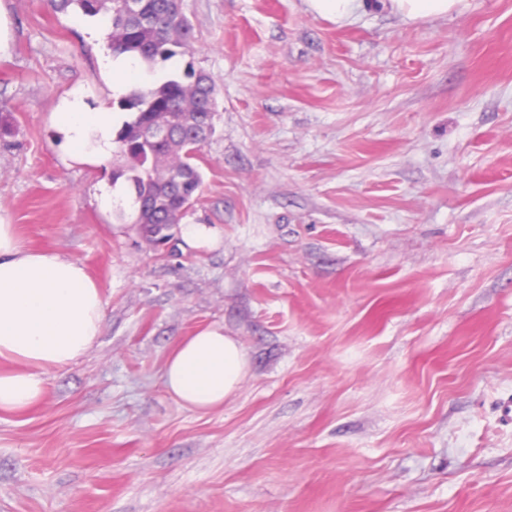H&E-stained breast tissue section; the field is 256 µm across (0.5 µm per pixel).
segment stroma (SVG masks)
Here are the masks:
<instances>
[{
  "label": "stroma",
  "mask_w": 512,
  "mask_h": 512,
  "mask_svg": "<svg viewBox=\"0 0 512 512\" xmlns=\"http://www.w3.org/2000/svg\"><path fill=\"white\" fill-rule=\"evenodd\" d=\"M219 91L187 247L105 200L51 115L112 109L108 43L0 0V221L78 261L102 336L0 415V512H512V0L408 21L360 0H183ZM250 373L222 410L165 391L208 328ZM359 0H307L309 6L321 15L336 20L350 19L359 7Z\"/></svg>",
  "instance_id": "obj_1"
}]
</instances>
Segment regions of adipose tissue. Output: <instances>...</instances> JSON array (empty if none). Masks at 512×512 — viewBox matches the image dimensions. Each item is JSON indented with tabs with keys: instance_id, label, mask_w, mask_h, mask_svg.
I'll use <instances>...</instances> for the list:
<instances>
[{
	"instance_id": "obj_1",
	"label": "adipose tissue",
	"mask_w": 512,
	"mask_h": 512,
	"mask_svg": "<svg viewBox=\"0 0 512 512\" xmlns=\"http://www.w3.org/2000/svg\"><path fill=\"white\" fill-rule=\"evenodd\" d=\"M102 63L112 71V92L118 96L130 81L155 79L127 54L105 53ZM52 118L72 155L111 153L113 113L86 111L75 97L65 100ZM104 327L105 304L84 267L24 248L14 225L0 223V413H20L41 403L47 372L86 354ZM249 371L242 344L212 327L179 341L166 360L163 379L177 403L209 413L223 409Z\"/></svg>"
}]
</instances>
